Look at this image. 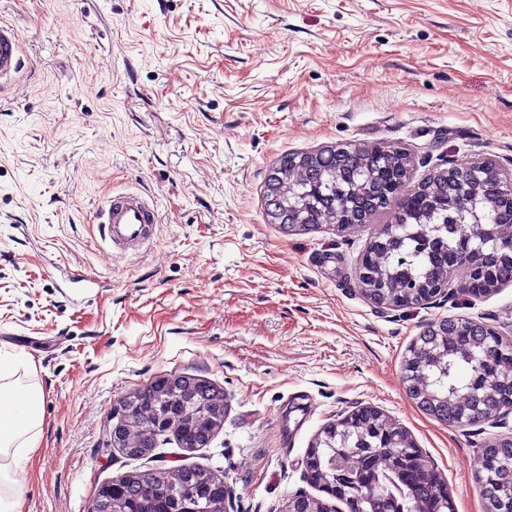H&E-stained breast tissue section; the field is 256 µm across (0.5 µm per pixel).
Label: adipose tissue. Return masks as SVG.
<instances>
[{
  "mask_svg": "<svg viewBox=\"0 0 512 512\" xmlns=\"http://www.w3.org/2000/svg\"><path fill=\"white\" fill-rule=\"evenodd\" d=\"M18 359H0V512H16V469L43 431V391L27 386L15 393L9 378Z\"/></svg>",
  "mask_w": 512,
  "mask_h": 512,
  "instance_id": "1",
  "label": "adipose tissue"
}]
</instances>
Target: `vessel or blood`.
I'll return each mask as SVG.
<instances>
[{"label": "vessel or blood", "instance_id": "vessel-or-blood-1", "mask_svg": "<svg viewBox=\"0 0 512 512\" xmlns=\"http://www.w3.org/2000/svg\"><path fill=\"white\" fill-rule=\"evenodd\" d=\"M24 66L20 31L0 23V89L9 85ZM95 221L111 246L136 250L150 240L157 212L143 197L121 194L107 197L98 207Z\"/></svg>", "mask_w": 512, "mask_h": 512}]
</instances>
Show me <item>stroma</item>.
Instances as JSON below:
<instances>
[{
  "instance_id": "stroma-1",
  "label": "stroma",
  "mask_w": 512,
  "mask_h": 512,
  "mask_svg": "<svg viewBox=\"0 0 512 512\" xmlns=\"http://www.w3.org/2000/svg\"><path fill=\"white\" fill-rule=\"evenodd\" d=\"M25 67L0 93V353L44 390L17 512H87L104 482L187 464L226 475L227 512H280L307 448L359 405L406 429L456 512H485V444L512 413L451 427L410 398L402 361L429 324L512 340V285L380 310L355 268L363 228L284 232L263 190L288 152L395 145L411 183L489 157L512 166V0H0ZM137 192L151 242L111 251L94 213ZM224 393L203 448L132 459L103 429L166 374Z\"/></svg>"
}]
</instances>
